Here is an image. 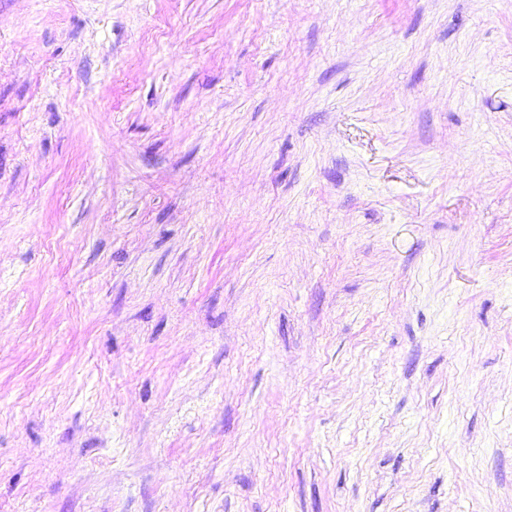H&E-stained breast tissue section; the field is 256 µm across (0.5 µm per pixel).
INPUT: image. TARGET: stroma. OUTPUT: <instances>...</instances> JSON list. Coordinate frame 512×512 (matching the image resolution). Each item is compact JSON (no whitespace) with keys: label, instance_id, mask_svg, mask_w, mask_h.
I'll use <instances>...</instances> for the list:
<instances>
[{"label":"stroma","instance_id":"35a3bbf8","mask_svg":"<svg viewBox=\"0 0 512 512\" xmlns=\"http://www.w3.org/2000/svg\"><path fill=\"white\" fill-rule=\"evenodd\" d=\"M0 512H512V0H0Z\"/></svg>","mask_w":512,"mask_h":512}]
</instances>
